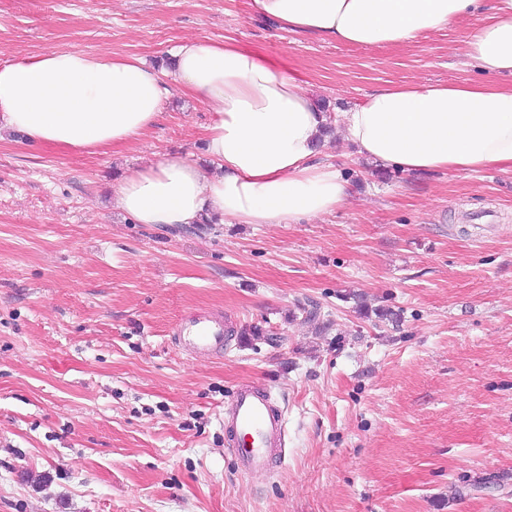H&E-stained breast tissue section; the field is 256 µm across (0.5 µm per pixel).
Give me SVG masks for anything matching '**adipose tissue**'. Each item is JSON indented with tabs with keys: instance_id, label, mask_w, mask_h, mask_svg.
<instances>
[{
	"instance_id": "1",
	"label": "adipose tissue",
	"mask_w": 512,
	"mask_h": 512,
	"mask_svg": "<svg viewBox=\"0 0 512 512\" xmlns=\"http://www.w3.org/2000/svg\"><path fill=\"white\" fill-rule=\"evenodd\" d=\"M281 28L355 47L390 49L460 25L483 81L398 82L330 118L291 73L235 40H186L169 70L135 56L73 48L0 65V132L95 153L157 122L171 87L212 114L207 165L167 158L116 187L136 223L186 226L209 212L225 224H295L347 199L336 166L317 161L324 127L404 172L512 170V0H251Z\"/></svg>"
}]
</instances>
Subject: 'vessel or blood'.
<instances>
[{"instance_id":"1","label":"vessel or blood","mask_w":512,"mask_h":512,"mask_svg":"<svg viewBox=\"0 0 512 512\" xmlns=\"http://www.w3.org/2000/svg\"><path fill=\"white\" fill-rule=\"evenodd\" d=\"M175 340L197 354H219L227 342L222 319L196 314L182 320ZM226 445L240 475L269 471L284 460L287 433L281 406L270 389L252 384L238 386L224 409Z\"/></svg>"}]
</instances>
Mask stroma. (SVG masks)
<instances>
[{"label":"stroma","instance_id":"1","mask_svg":"<svg viewBox=\"0 0 512 512\" xmlns=\"http://www.w3.org/2000/svg\"><path fill=\"white\" fill-rule=\"evenodd\" d=\"M227 37L332 115L481 76L458 26L382 50L282 30L250 0H0V64L79 48L161 67ZM210 120L176 89L125 147L0 140V512H512V171L405 173L331 139L319 158L349 183L331 214L134 223L114 185L206 163ZM193 313L232 326L223 354L174 341ZM246 382L280 397L288 451L243 477L219 419Z\"/></svg>","mask_w":512,"mask_h":512}]
</instances>
